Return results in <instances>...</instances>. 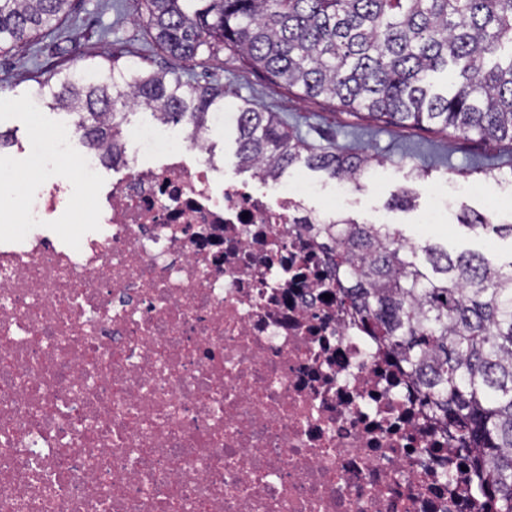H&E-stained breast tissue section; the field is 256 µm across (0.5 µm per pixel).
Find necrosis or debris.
<instances>
[{
	"label": "necrosis or debris",
	"instance_id": "1",
	"mask_svg": "<svg viewBox=\"0 0 512 512\" xmlns=\"http://www.w3.org/2000/svg\"><path fill=\"white\" fill-rule=\"evenodd\" d=\"M44 179L0 235V512H474L469 474L342 299L308 182L236 179L209 134L133 128L108 153L32 133ZM77 154L97 189L53 222ZM111 183H103L104 171Z\"/></svg>",
	"mask_w": 512,
	"mask_h": 512
}]
</instances>
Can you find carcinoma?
Segmentation results:
<instances>
[{"instance_id":"cac0c4a2","label":"carcinoma","mask_w":512,"mask_h":512,"mask_svg":"<svg viewBox=\"0 0 512 512\" xmlns=\"http://www.w3.org/2000/svg\"><path fill=\"white\" fill-rule=\"evenodd\" d=\"M156 45L183 60L214 42L272 81L349 114L512 145V0H145ZM70 0H0V51L26 44ZM444 72L449 89L434 90ZM91 142L120 146L128 112L190 130L224 111V86L115 61L67 70L38 93ZM235 112L238 165L277 181L299 161L360 185L374 157L308 145L275 112ZM350 296L412 381L426 418L457 443L477 512H512V261L424 259L384 224L321 225Z\"/></svg>"}]
</instances>
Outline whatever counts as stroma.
I'll return each mask as SVG.
<instances>
[{
	"label": "stroma",
	"mask_w": 512,
	"mask_h": 512,
	"mask_svg": "<svg viewBox=\"0 0 512 512\" xmlns=\"http://www.w3.org/2000/svg\"><path fill=\"white\" fill-rule=\"evenodd\" d=\"M135 62L150 70L184 73L199 84L224 86L228 106L241 100L280 113L298 127L307 142L336 143L377 157L360 186L349 187L341 213L362 224H387L406 240H420L451 254L474 252L504 264L512 261V236L459 224L469 211L491 223L512 224V150L507 145L476 143L434 129H406L351 115L323 99H303L272 84L252 70L231 48H201L193 61L178 60L159 49L147 23L143 0H72L68 14L52 30L26 47L0 53V131L9 137L8 150L20 154L33 126L52 131L74 129L75 118L48 105H34L39 85L56 83L59 71L108 59ZM446 200V222L428 227L420 218L434 203V190ZM409 192L412 205L393 206L392 198Z\"/></svg>",
	"instance_id": "35a3bbf8"
}]
</instances>
